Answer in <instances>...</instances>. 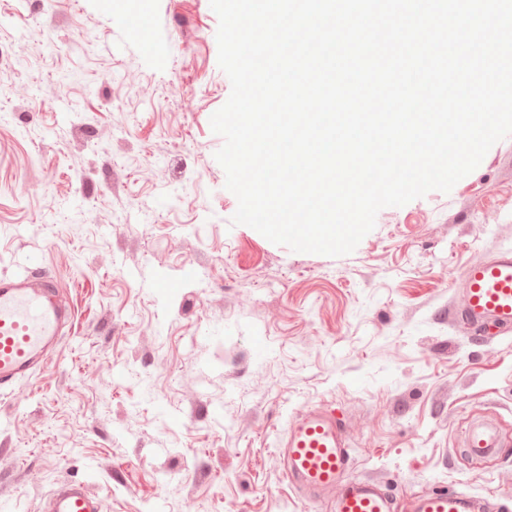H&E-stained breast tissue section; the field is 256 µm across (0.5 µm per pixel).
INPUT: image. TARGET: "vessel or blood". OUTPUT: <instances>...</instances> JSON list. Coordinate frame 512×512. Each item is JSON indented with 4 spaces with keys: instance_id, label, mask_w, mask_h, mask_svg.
<instances>
[{
    "instance_id": "b4317fda",
    "label": "vessel or blood",
    "mask_w": 512,
    "mask_h": 512,
    "mask_svg": "<svg viewBox=\"0 0 512 512\" xmlns=\"http://www.w3.org/2000/svg\"><path fill=\"white\" fill-rule=\"evenodd\" d=\"M449 318L495 339L512 333V249L471 263L463 275V303ZM73 322L59 304L56 285L39 259L25 274L0 277V397L31 379L62 344ZM281 453L289 484L304 498L327 502L332 512H489L484 498L458 491L428 490L397 497L387 483L354 475L340 418L316 407L291 419ZM44 512H99L98 499L79 482H61Z\"/></svg>"
}]
</instances>
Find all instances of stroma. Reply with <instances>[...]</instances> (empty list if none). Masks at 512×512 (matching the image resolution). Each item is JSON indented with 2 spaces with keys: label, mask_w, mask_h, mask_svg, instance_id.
<instances>
[{
  "label": "stroma",
  "mask_w": 512,
  "mask_h": 512,
  "mask_svg": "<svg viewBox=\"0 0 512 512\" xmlns=\"http://www.w3.org/2000/svg\"><path fill=\"white\" fill-rule=\"evenodd\" d=\"M218 24L210 0H0V276L41 256L76 312L0 399V502L42 512L73 480L108 512H328L278 451L326 407L354 474L512 512V334L448 318L465 268L512 248V136L352 253L291 251L231 222ZM478 424L498 452L465 448Z\"/></svg>",
  "instance_id": "35a3bbf8"
}]
</instances>
